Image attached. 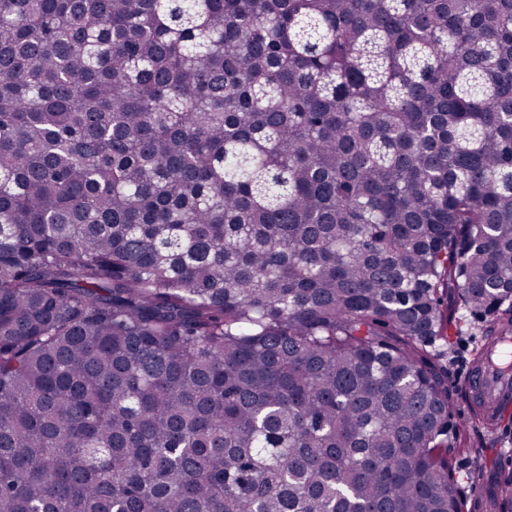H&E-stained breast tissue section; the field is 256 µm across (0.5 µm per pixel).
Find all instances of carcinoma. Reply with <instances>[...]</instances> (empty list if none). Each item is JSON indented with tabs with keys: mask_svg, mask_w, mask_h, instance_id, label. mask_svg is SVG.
<instances>
[{
	"mask_svg": "<svg viewBox=\"0 0 512 512\" xmlns=\"http://www.w3.org/2000/svg\"><path fill=\"white\" fill-rule=\"evenodd\" d=\"M512 336V0H0V512H463ZM471 322L475 329L462 336H453L448 345V380L457 394L451 418L455 429L451 474L456 483L458 478L461 480L470 474L483 473L472 484H457L463 496L464 512H502L500 506L504 508L503 500L506 497L502 492L504 489L493 478L492 471L497 465L512 472V414L494 432L471 420V408L466 404L459 380L465 365L474 358L483 341V336L476 332L482 322L474 318ZM460 389L464 394L462 399ZM487 486L489 489L486 491L479 490ZM512 372L497 365L492 358L481 362L467 373L465 379V392L470 402H480L487 398L495 401L492 410L485 419V424L493 427L496 419L507 417L512 408V393L510 380Z\"/></svg>",
	"mask_w": 512,
	"mask_h": 512,
	"instance_id": "cac0c4a2",
	"label": "carcinoma"
}]
</instances>
